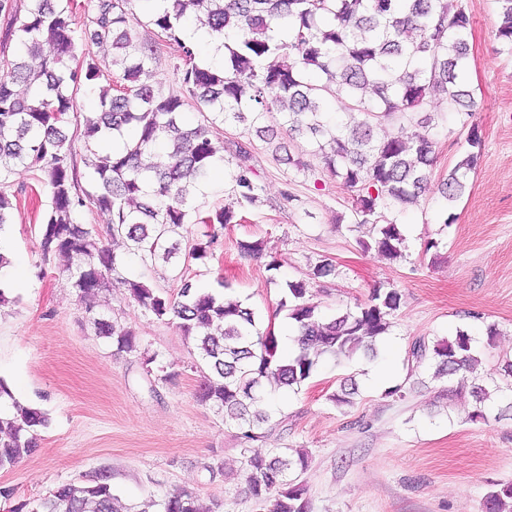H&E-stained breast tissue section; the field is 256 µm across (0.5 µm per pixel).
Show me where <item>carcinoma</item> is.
Masks as SVG:
<instances>
[{
  "mask_svg": "<svg viewBox=\"0 0 512 512\" xmlns=\"http://www.w3.org/2000/svg\"><path fill=\"white\" fill-rule=\"evenodd\" d=\"M135 0H96L94 15L76 27L71 2L0 0V15L26 52L40 59L34 68L19 59L0 76V181L17 165L37 173L49 204L40 223L43 261L54 255L71 259L68 280L99 335L116 351L140 354L130 330L97 317L98 295L112 287L130 296L157 319L178 321L192 339L209 375L196 398L224 415L246 441H263L279 426L265 404L267 390H297L324 358L337 362L359 350L372 352L388 334L400 309L397 288H375L355 311L324 317L308 297L310 283L335 275V265L322 260L308 278L286 283L291 302L288 319L300 336L298 348L284 357L273 332L262 333L252 309L226 294L185 281L179 298L123 275L126 258L103 244L94 226L78 222L91 206L106 217L109 235L126 242L127 253L152 266L179 257L172 241L185 225L198 221L210 227L207 240L188 247L193 260L206 258L224 228L236 223L230 207L195 215L191 201L212 173L226 166L215 146L217 122L250 123L267 143L276 135L255 127L270 114L293 138L318 146L326 169L356 191L354 212L359 224L375 232L360 241L389 260L403 256L405 238L395 222H381V209L414 204L430 189L436 162L430 134L410 137L377 134L378 125L398 115L421 111L427 96L442 94L455 110L470 115L476 106L468 89L471 6L467 0H147L152 24L182 61L181 91L163 94L149 79L157 46L139 42L131 33ZM501 23L496 36L512 52V0H498ZM192 19L225 49L224 65L196 62V47L183 36ZM83 60L71 67L77 46ZM112 47V68L103 70L96 50ZM35 88L23 97L18 87ZM83 86L99 90L101 112L86 125L82 156L73 149L69 130L75 94ZM343 104L349 120L338 123L326 109L331 94ZM194 102L212 114L196 126L183 119ZM123 142L120 151L102 155L108 139ZM471 147L438 186L450 203L465 193L468 174L477 166L482 146L478 128L468 130ZM240 160L230 172L239 203L253 204L261 187L243 163L248 151L235 147ZM85 173H80L78 163ZM90 188L81 185V179ZM17 206L0 194V231L13 223ZM472 338L464 330L433 343L415 340L408 359L435 366L434 377H452L470 385L472 421L487 419V389L478 383V360ZM356 383L343 384L328 400L351 406ZM0 469H9L34 448L38 431L50 424L47 413L19 404L0 378ZM296 461L254 455L248 459L246 483L253 499L270 504L269 512H308L302 484L289 478ZM157 512H221L219 501L203 508L196 492L182 488L157 503ZM484 512H512V482L496 483L483 499ZM11 512H130L113 493L109 476L93 482L70 481L36 501H19Z\"/></svg>",
  "mask_w": 512,
  "mask_h": 512,
  "instance_id": "obj_1",
  "label": "carcinoma"
}]
</instances>
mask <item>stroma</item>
Segmentation results:
<instances>
[{"mask_svg": "<svg viewBox=\"0 0 512 512\" xmlns=\"http://www.w3.org/2000/svg\"><path fill=\"white\" fill-rule=\"evenodd\" d=\"M133 33L159 46L151 83L164 93L179 90L180 61L150 24L143 0L133 5ZM496 0H475L468 29L467 78L477 103L472 120L482 150L463 197L448 205L437 189L467 151L463 117L439 95L422 113L382 123L379 133L407 136L422 114L434 116V184L418 203L387 208L406 238L401 259L363 251L372 229L356 222L353 193L332 176L314 145L278 139L292 163L277 159L272 145L244 125L224 124V143L248 144L246 162L261 186L259 200L238 207L240 222L224 229L212 255L202 260L143 267L130 259L131 275L168 295L182 280L229 292L253 308L260 321L286 314L276 308L286 282L305 278L316 262L333 261L334 279L311 290L321 311L333 315L366 301L373 288L400 289L404 304L389 340L375 356L322 362L299 392L278 393L272 409L280 421L264 442L245 443L221 414L198 402L204 364L176 322L156 319L127 291L102 292L103 319L134 330L142 355H117L99 336L67 280V260L42 261L39 228L46 197L32 169L14 168L0 192L16 197L13 224L0 238L10 247L12 303L0 307V379L16 401L49 413L39 446L14 467L0 470V486L18 500L44 497L59 484L89 481L108 473L126 506L143 512L183 487L196 489L201 506L224 504V512H264L249 497V456L272 448L308 455L306 470H293L303 484L310 512H481L484 495L498 482H512V418L500 415L512 400V384L500 375L512 360V55L496 38ZM452 208L456 220L444 224ZM265 240L281 263L244 256L240 245ZM434 241L430 253L425 242ZM498 335L488 341L487 326ZM464 330L487 385L500 386L486 404L487 418H468L473 398L456 381L432 379L428 366L409 373L408 351L419 337L433 340ZM153 355L144 364L143 354ZM355 379L354 406L328 399L342 378ZM399 385L402 395H388ZM221 464L213 477L206 464Z\"/></svg>", "mask_w": 512, "mask_h": 512, "instance_id": "35a3bbf8", "label": "stroma"}]
</instances>
